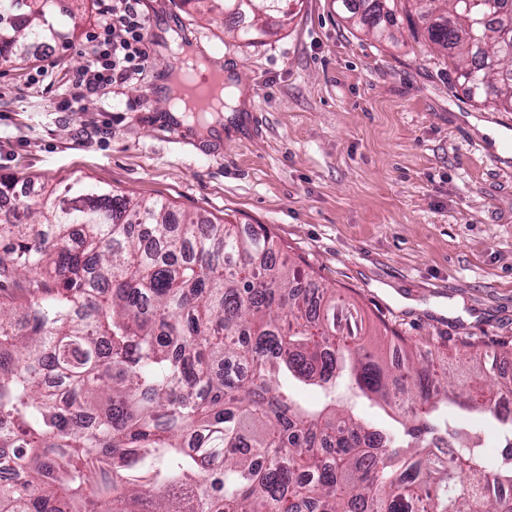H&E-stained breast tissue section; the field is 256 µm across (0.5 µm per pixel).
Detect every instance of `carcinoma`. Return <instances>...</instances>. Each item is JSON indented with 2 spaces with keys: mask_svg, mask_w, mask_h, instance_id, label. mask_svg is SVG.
I'll use <instances>...</instances> for the list:
<instances>
[{
  "mask_svg": "<svg viewBox=\"0 0 512 512\" xmlns=\"http://www.w3.org/2000/svg\"><path fill=\"white\" fill-rule=\"evenodd\" d=\"M236 38L252 44L289 0H251ZM352 25L394 38L398 0H336ZM468 96L512 112V9L473 23L464 0L439 15L406 0ZM71 0H0V59L65 44ZM0 512H512V419L491 377L512 361L464 342L460 387L360 338L336 290L278 263L264 230L243 232L132 200L88 176L0 216ZM321 390L309 409L289 383ZM345 386L393 411L364 422ZM492 418L501 461L439 421L448 407Z\"/></svg>",
  "mask_w": 512,
  "mask_h": 512,
  "instance_id": "cac0c4a2",
  "label": "carcinoma"
}]
</instances>
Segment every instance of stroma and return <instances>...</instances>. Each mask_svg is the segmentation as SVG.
Returning <instances> with one entry per match:
<instances>
[{"label": "stroma", "instance_id": "1", "mask_svg": "<svg viewBox=\"0 0 512 512\" xmlns=\"http://www.w3.org/2000/svg\"><path fill=\"white\" fill-rule=\"evenodd\" d=\"M103 0H80L68 45L0 62V175L55 185L80 174L175 211L200 213L274 239L278 260L311 271L363 318L384 357L389 327L419 351L512 349V157L469 117L497 128L512 112L470 102L447 61L402 21L378 40L336 0H300L253 45L231 21L181 0H139L158 27L152 63L132 79L74 93L66 74L91 58ZM221 56L260 128L224 135L213 122L172 119L174 56L165 37Z\"/></svg>", "mask_w": 512, "mask_h": 512}]
</instances>
